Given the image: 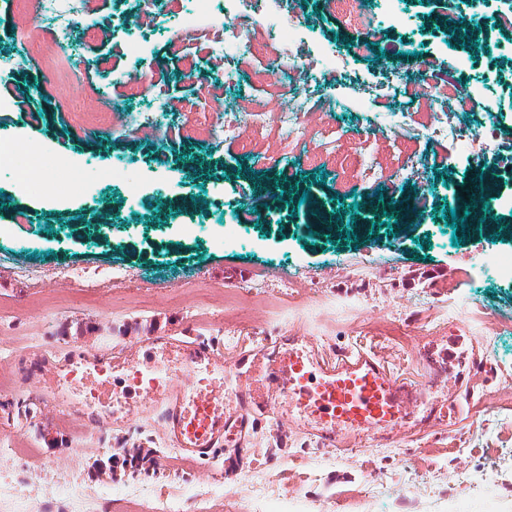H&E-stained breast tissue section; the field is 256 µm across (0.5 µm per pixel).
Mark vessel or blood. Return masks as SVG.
<instances>
[{
    "instance_id": "1",
    "label": "vessel or blood",
    "mask_w": 512,
    "mask_h": 512,
    "mask_svg": "<svg viewBox=\"0 0 512 512\" xmlns=\"http://www.w3.org/2000/svg\"><path fill=\"white\" fill-rule=\"evenodd\" d=\"M422 364L437 386L451 376L460 383L466 378L430 349ZM53 371L88 382L83 403L88 430L121 427L153 413L170 446L183 456L204 459L215 449L231 448L238 466L259 413L344 447L355 435L388 434L410 424L417 407L428 420L461 409L457 400L428 399L425 390L395 377L373 353L357 347L335 352L295 336L245 349L229 365L221 350L202 341L151 333L119 349L72 354Z\"/></svg>"
}]
</instances>
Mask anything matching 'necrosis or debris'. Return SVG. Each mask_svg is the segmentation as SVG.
Here are the masks:
<instances>
[{
	"instance_id": "necrosis-or-debris-1",
	"label": "necrosis or debris",
	"mask_w": 512,
	"mask_h": 512,
	"mask_svg": "<svg viewBox=\"0 0 512 512\" xmlns=\"http://www.w3.org/2000/svg\"><path fill=\"white\" fill-rule=\"evenodd\" d=\"M16 2L24 16L13 30L20 56L0 64V70H13L20 57L39 56L44 70L55 81L57 99L67 105H82L83 128L131 131L152 147L162 146L163 127L154 117L132 118L104 95L93 92L83 80L85 69L93 61L92 46L88 41L76 39L75 32L86 17L89 0ZM130 3L131 0H112V11L120 23L116 35L128 56L146 57L151 44L160 36L164 37L171 54L179 53L184 41L198 37L205 39L208 50L229 58L241 59L251 52L250 37L228 22L230 14L244 9L249 0H190V10H176L170 19L146 6L131 10ZM328 4L347 24L362 32L363 41L355 48L359 55L366 52L369 44L380 40L382 29L406 22L403 0H328ZM417 62L432 101L445 107L426 128V138L450 141L456 154L483 163L492 160L500 165H511L512 144L498 142L495 125L486 117L470 112L471 88L458 83H438L433 56H419ZM339 69L335 52L319 53L309 70L311 92L301 98L286 94L275 101L273 109L280 127L292 143L302 144L308 134L304 118L318 109L314 89L323 74Z\"/></svg>"
}]
</instances>
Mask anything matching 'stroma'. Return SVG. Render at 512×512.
Masks as SVG:
<instances>
[{
    "mask_svg": "<svg viewBox=\"0 0 512 512\" xmlns=\"http://www.w3.org/2000/svg\"><path fill=\"white\" fill-rule=\"evenodd\" d=\"M297 19V50L282 49L262 33L242 69L268 67L279 59L276 79L229 85L222 59L206 54L201 41L186 42L180 55L156 44L149 58L132 61L101 30L114 25L111 0H90L82 32L95 42V61L85 81L97 88L102 71L147 70L138 93L113 83L116 104L138 112L156 96L173 102L163 153L134 133L86 134L61 106L37 60L28 58L0 76V133L33 144L46 163L79 168L121 159L137 163L143 194L127 200L117 186L95 185L85 193L41 178L38 191H17L8 177L10 159L0 158V376L12 388L0 391V454L20 448L31 455L16 475L27 482L29 512H66L61 475L108 489L121 512H132L124 495L133 482L180 497L185 512H197L200 487L232 490L215 512H256V496L285 512H512V281H471L468 264L482 250L512 252V209L475 212L461 244H452L445 217L457 208L460 189L481 178L512 198V171L484 168L469 159L448 163L449 144H429L424 130L433 118L418 87L405 42L446 60L467 54L438 29L458 15L455 0H408V20L386 31L377 44L382 59L353 54L362 34L339 23L324 0H282ZM478 29L491 35L503 57L497 66L480 60L454 81L478 86L472 111L489 114L503 137L512 138V36L490 19ZM339 51L350 70L379 80L406 77L408 98L396 103L376 96L367 111L346 107L325 113L326 128L311 147L309 162L290 145L271 118L247 128L235 143L193 139L215 106L234 109L240 97L265 104L279 92L303 89L306 63L319 49ZM208 84H201L199 76ZM403 107L401 130L382 128L385 112ZM347 128L336 137L337 119ZM370 141L385 172L424 160L402 188L386 181L356 182L352 163ZM270 186L268 196L253 194ZM427 197L423 211L383 226L400 200ZM237 225V242H224V226ZM123 269L119 278L97 271ZM67 269L81 278L64 277ZM252 289L258 302L239 320L227 295ZM193 336L233 359L242 349L280 336H312L327 348L361 346L389 368L423 385L419 367L431 340L481 335L484 367L475 368V397L486 409L463 411L453 420L429 421L389 436H364L352 451L337 453L300 431L277 434L273 418L260 417L244 468L225 476L232 449L206 460L182 457L165 447L156 416L132 418L123 428L87 432L64 401L49 402L33 377L35 353L64 358L127 344L148 332Z\"/></svg>",
    "mask_w": 512,
    "mask_h": 512,
    "instance_id": "1",
    "label": "stroma"
}]
</instances>
